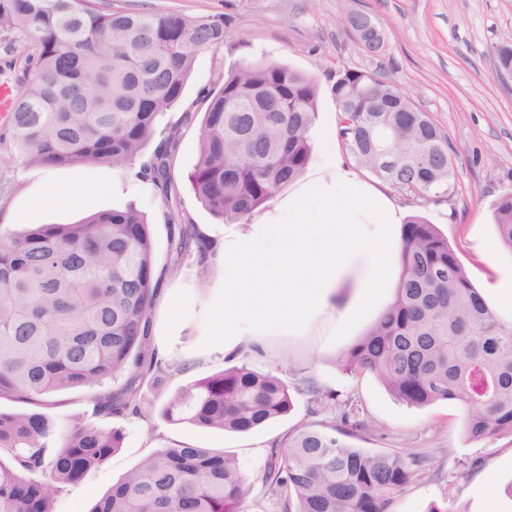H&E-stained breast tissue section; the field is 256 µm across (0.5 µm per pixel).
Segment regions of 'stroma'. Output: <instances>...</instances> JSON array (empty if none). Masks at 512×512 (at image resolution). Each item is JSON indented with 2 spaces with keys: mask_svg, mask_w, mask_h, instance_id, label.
<instances>
[{
  "mask_svg": "<svg viewBox=\"0 0 512 512\" xmlns=\"http://www.w3.org/2000/svg\"><path fill=\"white\" fill-rule=\"evenodd\" d=\"M144 9L176 11L188 16H225L227 36L219 49L196 52L180 100L159 119L158 128L184 112H205L208 92L218 90L219 77L232 66L265 57L313 77L319 85L317 119L310 137L312 165L325 151H339L331 131L337 123L330 92L337 73L368 68L372 61L337 24L351 11L372 16L385 34L383 60L415 102L448 134L460 180L458 193L440 204L410 195L393 194L403 215H420L445 234L480 292L496 277L480 257L486 241L496 240L493 205L512 191V79L494 70L493 48L512 33V0H116ZM199 154V127L184 130L173 162L180 208L194 223L235 230L236 225L213 216L196 198L188 176ZM11 184L0 194V224L20 231L35 224H72L91 213L134 205L151 225L157 264L167 253V226L162 201L150 185L133 173L109 166H18L0 170ZM166 305L152 310V334L165 359L187 363L186 372L161 385L144 389L150 421L119 420L125 433L122 449L79 483L66 486L54 500V512H85L151 448L171 442L235 453L251 485L248 512H281L277 498L267 494L260 476L272 442L289 429L334 417L331 408L310 414L308 386L336 393L348 401L358 419L373 429L365 441L374 451L412 453L424 457L406 489L389 512H427L430 505L465 507L469 512H499L484 501L478 484L484 471H499L500 483L512 470L499 460L512 454V436L492 442H470L463 433L466 409L456 402L413 408L394 399L372 374L346 373L340 353L370 324L367 316L338 335L322 336L304 327L259 328L240 352L225 358L224 272L211 269L200 277L197 265L184 261L180 271L161 288ZM247 365L281 378L293 394L294 407L283 417L248 434L201 429L165 422L160 410L177 389L224 367ZM45 413L67 427L92 418L86 395L64 391L50 397ZM154 438H147L148 425Z\"/></svg>",
  "mask_w": 512,
  "mask_h": 512,
  "instance_id": "35a3bbf8",
  "label": "stroma"
}]
</instances>
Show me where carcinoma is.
Wrapping results in <instances>:
<instances>
[{
  "label": "carcinoma",
  "instance_id": "1",
  "mask_svg": "<svg viewBox=\"0 0 512 512\" xmlns=\"http://www.w3.org/2000/svg\"><path fill=\"white\" fill-rule=\"evenodd\" d=\"M226 28L220 16L111 0H0V47L9 71L22 64L0 126V166L132 170L160 195L168 230L159 272L149 224L133 206L0 231V399L30 406L0 411V512H54L55 494L123 447L120 428L58 429L38 411L50 396L84 390L95 417L134 416L152 435L144 383L187 369L158 358L151 308L163 278L209 248L179 210L172 173L197 113H183L152 153L145 149L159 117L181 98L196 52L223 46ZM494 59L496 72H512L511 37L495 46ZM331 93L336 137L356 167L427 203L455 195L448 134L381 67L339 72ZM317 99V82L284 64L229 70L209 95L189 174L202 205L241 223L300 178L312 159ZM493 215L512 254V192L497 199ZM339 362L350 374H374L410 407L465 406L471 441L512 435V324L495 316L448 237L422 216L403 225L392 302ZM292 407L278 376L243 364L178 389L161 415L244 434ZM368 432L346 411L292 429L272 444L262 485L282 512H387L421 460L355 446ZM250 490L236 455L173 443L144 455L90 512H246Z\"/></svg>",
  "mask_w": 512,
  "mask_h": 512
}]
</instances>
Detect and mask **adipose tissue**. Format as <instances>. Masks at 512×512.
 Instances as JSON below:
<instances>
[{"label": "adipose tissue", "mask_w": 512, "mask_h": 512, "mask_svg": "<svg viewBox=\"0 0 512 512\" xmlns=\"http://www.w3.org/2000/svg\"><path fill=\"white\" fill-rule=\"evenodd\" d=\"M401 216L387 191L330 154L285 205L242 231L198 225L224 271V354L279 325L341 330L379 309L400 265Z\"/></svg>", "instance_id": "ef3b65f1"}]
</instances>
